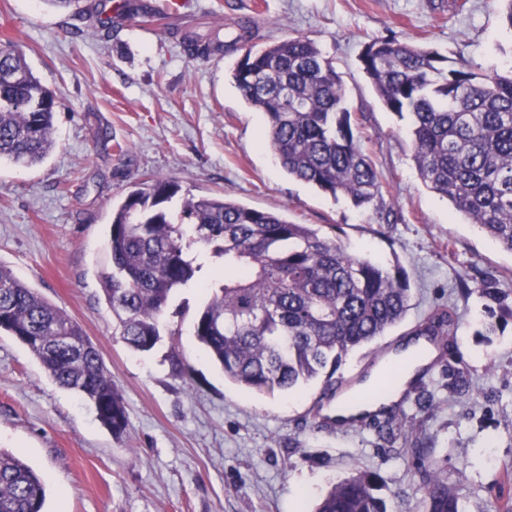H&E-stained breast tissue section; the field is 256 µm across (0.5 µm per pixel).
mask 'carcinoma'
I'll return each mask as SVG.
<instances>
[{"label":"carcinoma","mask_w":512,"mask_h":512,"mask_svg":"<svg viewBox=\"0 0 512 512\" xmlns=\"http://www.w3.org/2000/svg\"><path fill=\"white\" fill-rule=\"evenodd\" d=\"M217 25L184 37L191 59L224 48ZM360 65L385 108L409 115L412 158L423 183L448 198L501 249L512 254V67L480 74L447 66V57L392 37H376ZM242 98L267 118L268 147L289 176L356 207L382 195L384 176L352 125L346 89L333 61L297 36L244 52L231 71ZM54 93L28 66L21 46L0 39V163L31 167L53 145ZM177 182L152 177L112 208L100 272L104 300L119 336L139 352L160 340L164 314L181 290L200 288L206 301L194 336L233 382L258 392L290 393L320 376L326 385L343 361L399 322L410 307V283L399 267L352 255L310 224H294L221 195L186 196L169 204ZM482 293L481 336L512 318V295ZM453 308L417 336H446ZM0 330L23 343L59 387L89 402L114 435L129 418L98 349L62 309L0 264ZM400 371L360 397L394 393ZM387 435L406 430L397 406ZM420 487L425 512H465L436 463ZM377 474L358 471L333 485L316 512H389ZM47 490L20 457L0 450V512H45Z\"/></svg>","instance_id":"1"}]
</instances>
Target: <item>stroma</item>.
I'll list each match as a JSON object with an SVG mask.
<instances>
[{
    "label": "stroma",
    "instance_id": "stroma-1",
    "mask_svg": "<svg viewBox=\"0 0 512 512\" xmlns=\"http://www.w3.org/2000/svg\"><path fill=\"white\" fill-rule=\"evenodd\" d=\"M84 3L90 11L78 17L46 0H0V38L21 45L58 99L46 161L0 165V265L81 325L129 417L113 436L0 332V449L43 479L46 512H313L358 470L380 476L390 512H423L421 456L447 466L466 512L512 494V320L495 336L477 334L489 304L477 289L492 271L497 288L512 290V254L425 186L407 120L385 109L359 61L370 39L392 36L439 51L453 68L503 72L512 30L500 0H468L461 13L452 0H186L177 13L165 0ZM217 22L230 35L248 27L257 46L302 35L332 58L385 177L380 199L357 208L288 176L261 144L264 114L231 83L239 47L205 60L182 51L185 34ZM150 176L281 212L349 253L407 271L412 309L382 342L349 355L339 378L453 307L458 327L428 375L435 401L422 411L401 405L411 434L324 425L320 380L270 394L226 379L193 335L204 303L196 290L173 297L153 350L115 336L99 280L112 207Z\"/></svg>",
    "mask_w": 512,
    "mask_h": 512
}]
</instances>
